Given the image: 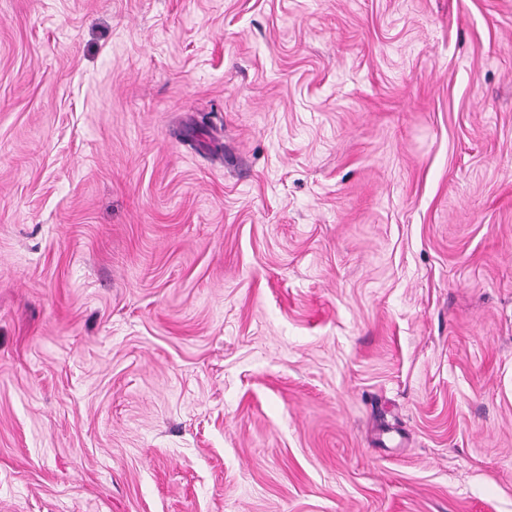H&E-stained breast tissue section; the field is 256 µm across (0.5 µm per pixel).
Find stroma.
<instances>
[{"mask_svg": "<svg viewBox=\"0 0 512 512\" xmlns=\"http://www.w3.org/2000/svg\"><path fill=\"white\" fill-rule=\"evenodd\" d=\"M0 512H512V0H0Z\"/></svg>", "mask_w": 512, "mask_h": 512, "instance_id": "stroma-1", "label": "stroma"}]
</instances>
